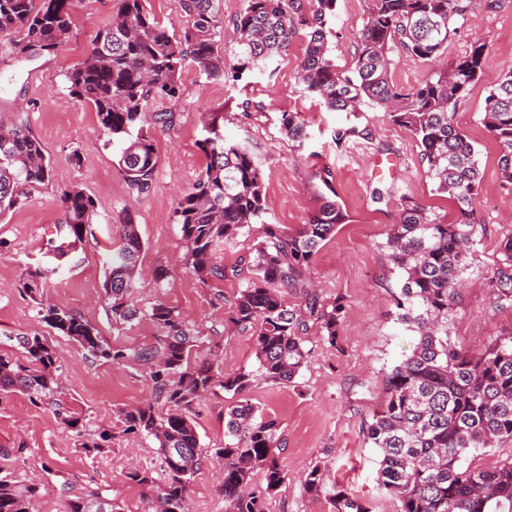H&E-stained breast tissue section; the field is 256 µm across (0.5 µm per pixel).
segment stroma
Listing matches in <instances>:
<instances>
[{
  "mask_svg": "<svg viewBox=\"0 0 512 512\" xmlns=\"http://www.w3.org/2000/svg\"><path fill=\"white\" fill-rule=\"evenodd\" d=\"M368 7L369 0H336L329 47L340 70L354 65ZM118 8L119 0H71L74 25L68 42L38 58H26L9 42H0V123L26 124L41 140L53 167L49 183L32 190L24 206L0 219V351L20 359L24 353L13 335L45 336L62 374L59 400L95 426L119 430V409L153 401L143 365L92 359L41 321L36 303L21 288L28 269L52 267L55 273L41 290L44 301L81 312L109 346L134 350L156 343L159 330L152 321L144 317L113 323L103 301V261L120 248V226L131 218L143 241L134 290L138 306L147 309L162 302L176 308L202 337L192 352L194 361L214 353L224 373L255 367L250 332L225 328L224 321L246 286L249 271L241 261L253 255L256 231L243 230L221 245L218 255L227 275L204 284L185 268L180 227L173 218L178 195L205 167L198 143L209 115L223 112L225 138L246 146L262 167L266 222L295 228L331 196L348 215L335 236L323 242L307 274L321 300L340 298L348 304L336 345L310 329L305 343L308 363L295 385L260 381L248 394L264 414L279 420L282 431L278 457L288 480L269 500L268 512H328L324 497L304 490V479L315 466L367 501L372 512H396L395 502L377 485V454L363 433L364 420L385 401V372L409 354L414 341L390 311L388 289L395 286L398 274L384 244L400 196H410L452 220L459 215L456 205L434 191L415 141L384 108L366 107L357 114L354 121L369 130L368 139L336 147L332 131L348 118L328 111L304 91L299 64L305 40L300 34L275 61L271 78L255 73L229 84L195 67L183 68L178 99H156L148 105L149 111L175 114L172 127L151 130L157 155L152 189L145 195L129 191L116 171V152L100 132L94 107L77 102L66 79ZM478 39L488 44L484 75L470 87L455 120L478 152L481 184L474 218L485 232L450 325L452 342L473 354L481 353L494 336L512 332V308L494 309L485 287L496 268L501 241L512 236V184L503 182L498 147L481 122L491 83L512 71V0H497L495 8L476 11L449 39L438 63L397 49L391 66L394 82L409 89L428 78L434 66L454 65ZM286 112L298 113L306 125L303 147L283 133L281 116ZM377 186L390 187L392 204L372 202L371 191ZM72 187L95 203L96 236L74 258L57 260L47 252L48 241L62 218L60 195ZM160 267L169 273L161 282L155 278ZM153 403L156 411H164L163 402ZM232 403L230 394L218 387L195 409L203 455L189 489L190 512H224L223 465L212 451L224 445V411ZM159 464L153 442L130 436L116 439L107 453H84L60 424L53 405L36 407L19 394L0 399V471L40 483L32 512H66L71 500L91 491L119 503L122 512H147L148 488L131 482L127 473L135 466Z\"/></svg>",
  "mask_w": 512,
  "mask_h": 512,
  "instance_id": "35a3bbf8",
  "label": "stroma"
}]
</instances>
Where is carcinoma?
I'll return each instance as SVG.
<instances>
[{"mask_svg":"<svg viewBox=\"0 0 512 512\" xmlns=\"http://www.w3.org/2000/svg\"><path fill=\"white\" fill-rule=\"evenodd\" d=\"M144 0H120L118 15L100 30L90 53L68 73L69 91L94 106L101 130L118 150L117 171L132 192L145 195L157 163L147 128L167 127L174 112L148 113L152 98H179L178 77L189 62L208 77L236 82L268 65L288 48L300 30L306 39L299 78L304 90L330 111L356 114L365 104L384 107L391 120L411 134L428 168L435 191L457 206L462 219L450 222L408 196H401L398 218L385 249L399 272L389 296L398 323L417 336L411 353L383 377L387 399L365 422L364 435L378 456L380 489L398 504L397 512H512V461L495 467L462 466L468 451L512 440V333L494 338L473 355L453 344L448 331L457 300L473 267L481 225L472 221L480 183L478 152L455 122L466 92L481 79L487 43H475L449 69L434 71L405 90L390 78L394 49L426 61L439 58L480 0H369L358 33L353 69L340 71L329 57V21L336 0H243L233 22L229 54L215 0H183L191 25L169 30L146 10ZM71 0H0V36L13 34V47L25 54L38 47L51 53L69 39ZM224 116L214 113L199 146L205 169L174 209L185 248V264L203 283L225 277L216 260L220 244L258 225L251 272L227 322L252 332L257 367L226 374L211 362H191L197 337L175 308L159 302L147 310L132 300L142 249L138 225H121L123 244L105 264L104 302L115 323L149 318L160 331L157 343L138 350L111 348L98 329L63 305L38 306V315L60 335L94 359L120 363L130 357L148 369L151 403L120 410L119 433L155 442L161 476L133 468L131 481L154 491L153 512H189V487L200 466V445L192 413L199 400L219 386L237 398L224 413V447L213 449L223 462L225 512H266L269 497L288 480L279 463L280 423L248 399L254 383L286 385L307 363L304 335L314 324L336 345L347 304L324 303L304 294L300 305L288 292L304 287V276L323 242L345 223L335 200L293 230L267 224L266 195L259 162L244 146L224 137ZM482 123L500 149V174L512 183V72L485 100ZM288 139L303 146L307 132L296 115H283ZM369 132L355 125L334 129L340 147ZM51 160L40 140L23 123L0 124V217L21 207L33 188L51 178ZM63 217L49 240L57 257L95 237V204L76 187L61 196ZM56 268L27 273L24 292L36 298ZM488 288L496 306L512 308V237L501 242ZM26 362L0 353V396L23 394L39 406L60 389L55 354L43 336L19 334ZM57 418L85 453L112 448L116 433L93 428L82 416L60 406ZM261 482L253 483L255 475ZM307 493L324 496L330 512H372L361 498L329 480L315 466L304 480ZM39 487L0 475V512H30ZM68 512H119L117 504L91 493L69 503Z\"/></svg>","mask_w":512,"mask_h":512,"instance_id":"carcinoma-1","label":"carcinoma"}]
</instances>
